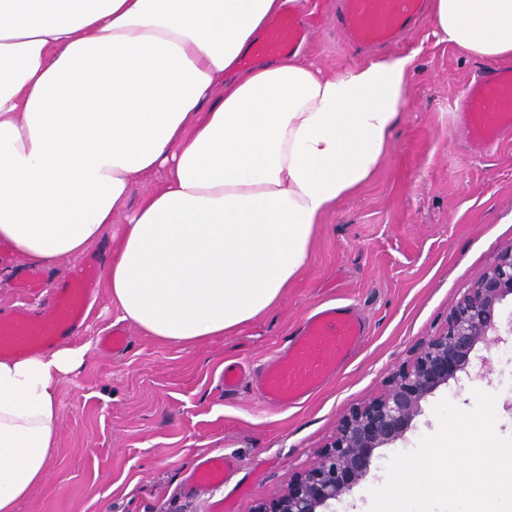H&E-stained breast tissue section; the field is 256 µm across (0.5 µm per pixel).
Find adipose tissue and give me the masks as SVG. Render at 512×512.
<instances>
[{
    "mask_svg": "<svg viewBox=\"0 0 512 512\" xmlns=\"http://www.w3.org/2000/svg\"><path fill=\"white\" fill-rule=\"evenodd\" d=\"M299 2L0 0V239L55 266L111 237L110 306L172 346L278 305L326 215L388 155L419 55L242 67ZM430 20L438 42L512 62V0H431ZM87 351L0 360V512L43 481Z\"/></svg>",
    "mask_w": 512,
    "mask_h": 512,
    "instance_id": "adipose-tissue-1",
    "label": "adipose tissue"
}]
</instances>
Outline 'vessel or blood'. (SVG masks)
<instances>
[{
	"mask_svg": "<svg viewBox=\"0 0 512 512\" xmlns=\"http://www.w3.org/2000/svg\"><path fill=\"white\" fill-rule=\"evenodd\" d=\"M427 0H338L336 29L356 48L389 46L413 30ZM306 36L294 14L281 16L257 41V53L279 57L296 51ZM469 149L490 150L512 130V68L484 72L471 80L457 107ZM97 257H87L77 274L61 283L42 310L15 307L0 312V358L45 353L75 337L101 279ZM368 328L357 309L334 305L309 316L286 348L262 362L253 388L262 404L283 410L300 406L323 390L362 346ZM232 471L231 458L212 452L199 458L191 480L219 488Z\"/></svg>",
	"mask_w": 512,
	"mask_h": 512,
	"instance_id": "obj_1",
	"label": "vessel or blood"
}]
</instances>
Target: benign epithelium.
Segmentation results:
<instances>
[{
	"mask_svg": "<svg viewBox=\"0 0 512 512\" xmlns=\"http://www.w3.org/2000/svg\"><path fill=\"white\" fill-rule=\"evenodd\" d=\"M509 296L512 244L473 280L449 312L445 330L421 344L382 395L352 409L313 465L285 494L257 512H336V504L350 497L369 474L375 450L406 441L413 420L422 413V403L467 369L476 348L489 351L503 334L512 335V313L501 311Z\"/></svg>",
	"mask_w": 512,
	"mask_h": 512,
	"instance_id": "obj_1",
	"label": "benign epithelium"
}]
</instances>
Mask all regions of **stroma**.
I'll return each mask as SVG.
<instances>
[{"label":"stroma","instance_id":"stroma-1","mask_svg":"<svg viewBox=\"0 0 512 512\" xmlns=\"http://www.w3.org/2000/svg\"><path fill=\"white\" fill-rule=\"evenodd\" d=\"M312 37L304 50L325 71L339 72L358 54L332 20L330 0H313ZM427 23L402 48L422 46L393 131L391 150L373 180L339 202L315 234L308 267L272 310L234 336L191 348L163 344L127 326L128 347L99 350L116 322L106 288L78 335L84 367L61 390L60 439L44 482L17 512H255L308 468L344 416L380 394L392 373L428 337L473 278L512 243V133L488 153L471 154L455 125V106L482 61L435 39ZM73 271L51 268L40 287L15 285L0 269V310L35 307ZM326 302L354 305L368 336L334 382L292 410L259 404L250 384L225 397V367L258 365L282 348ZM485 378L460 376L440 386L408 432V447L435 433L434 405L475 406V391L496 394L495 431L512 437V360L500 349ZM221 451L234 471L219 490L191 484L197 457Z\"/></svg>","mask_w":512,"mask_h":512}]
</instances>
